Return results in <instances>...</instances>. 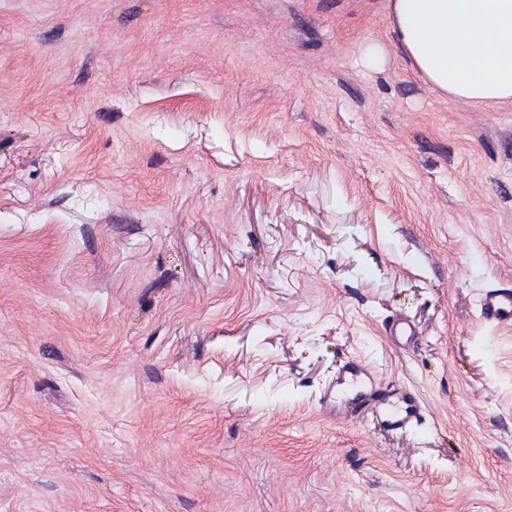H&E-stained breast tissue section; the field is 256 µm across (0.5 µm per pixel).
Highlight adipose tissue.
I'll list each match as a JSON object with an SVG mask.
<instances>
[{"label":"adipose tissue","mask_w":512,"mask_h":512,"mask_svg":"<svg viewBox=\"0 0 512 512\" xmlns=\"http://www.w3.org/2000/svg\"><path fill=\"white\" fill-rule=\"evenodd\" d=\"M396 38L437 92L512 104V0H391Z\"/></svg>","instance_id":"obj_1"}]
</instances>
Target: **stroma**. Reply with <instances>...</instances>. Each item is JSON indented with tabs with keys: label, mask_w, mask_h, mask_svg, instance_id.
<instances>
[{
	"label": "stroma",
	"mask_w": 512,
	"mask_h": 512,
	"mask_svg": "<svg viewBox=\"0 0 512 512\" xmlns=\"http://www.w3.org/2000/svg\"><path fill=\"white\" fill-rule=\"evenodd\" d=\"M498 290L512 106L389 0H0V512H512ZM480 304L482 314L487 320L497 324H512V291L489 292L482 297Z\"/></svg>",
	"instance_id": "obj_1"
}]
</instances>
